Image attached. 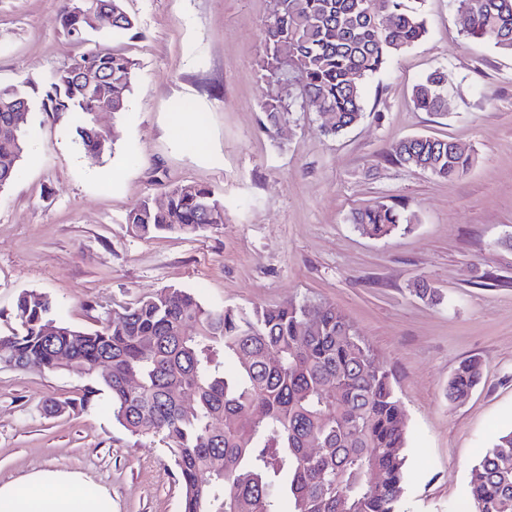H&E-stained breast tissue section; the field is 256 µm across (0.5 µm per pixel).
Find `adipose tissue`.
<instances>
[{
	"instance_id": "adipose-tissue-1",
	"label": "adipose tissue",
	"mask_w": 512,
	"mask_h": 512,
	"mask_svg": "<svg viewBox=\"0 0 512 512\" xmlns=\"http://www.w3.org/2000/svg\"><path fill=\"white\" fill-rule=\"evenodd\" d=\"M81 474L41 469L21 483H0V512H112V497L85 491Z\"/></svg>"
}]
</instances>
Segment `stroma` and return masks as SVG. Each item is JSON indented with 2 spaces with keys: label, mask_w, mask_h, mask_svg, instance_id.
Instances as JSON below:
<instances>
[{
  "label": "stroma",
  "mask_w": 512,
  "mask_h": 512,
  "mask_svg": "<svg viewBox=\"0 0 512 512\" xmlns=\"http://www.w3.org/2000/svg\"><path fill=\"white\" fill-rule=\"evenodd\" d=\"M428 34L363 81L364 116L328 136L298 80L279 88L289 114L260 130L267 90L258 61L275 0H125L122 37L64 34L62 0H0V85L47 76L94 47L138 64L127 109L102 113L113 150H82L72 123L33 113L15 181L0 190V332L19 292L55 299L63 320L99 326L113 308L169 287L206 304L251 309L291 300L335 307L392 374L408 428L405 512H460L471 471L512 429V53L468 41L454 0H408ZM445 74L448 106L415 108L412 90ZM448 138L474 157L452 180L390 161L402 139ZM183 184L209 188L224 223L204 236H131L127 211ZM379 202L411 227L384 239L350 217ZM438 288L432 306L416 282ZM475 357L483 376L461 404L448 380ZM84 382L0 367V482L32 471L80 472L112 512H179L181 485L163 448L134 441L98 392L52 417L49 397Z\"/></svg>",
  "instance_id": "35a3bbf8"
}]
</instances>
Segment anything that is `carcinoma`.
Returning a JSON list of instances; mask_svg holds the SVG:
<instances>
[{
  "mask_svg": "<svg viewBox=\"0 0 512 512\" xmlns=\"http://www.w3.org/2000/svg\"><path fill=\"white\" fill-rule=\"evenodd\" d=\"M455 2L470 15L469 39L512 52V0ZM384 14L392 18L388 30L380 25ZM59 24L79 41L136 28L124 0H89L81 14L65 0ZM426 34L424 16L406 0H280L263 25L259 67L269 85L294 71L305 97L332 114L324 134L336 136L364 115L362 80L384 72ZM135 70L131 57L98 47L47 77L0 86V189L17 176L33 110L72 120L87 154L112 150L93 114L125 112ZM413 97L418 109L441 111L444 73H430ZM20 100L30 111H11ZM261 112L269 135L287 120L271 92ZM394 160L444 180L472 165L455 143L423 135L401 141ZM223 223L224 203L194 185L177 186L160 202L143 200L126 214L127 231L141 239L200 236ZM352 223L380 239L410 220L378 203L355 212ZM412 292L431 305L443 302L425 281ZM13 319L0 334V366L36 365L87 380V395L107 392L115 422L131 437L165 447L183 489L180 512H402L405 408L388 371L334 307L290 301L216 308L187 288H163L84 329L59 319L47 294L24 290ZM103 360L111 371L99 369ZM131 376L135 387L127 384ZM480 380L478 360L461 362L448 380V400L465 401ZM75 407L73 398L45 401L49 415ZM468 497L469 512H512V431L474 466Z\"/></svg>",
  "mask_w": 512,
  "mask_h": 512,
  "instance_id": "carcinoma-1",
  "label": "carcinoma"
}]
</instances>
